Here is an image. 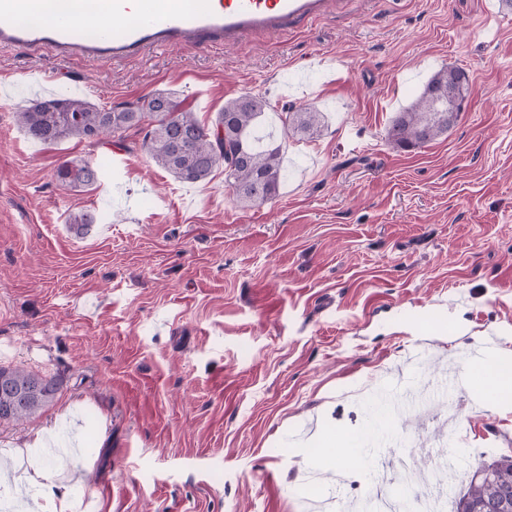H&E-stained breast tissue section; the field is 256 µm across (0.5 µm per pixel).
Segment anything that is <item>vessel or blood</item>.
I'll return each instance as SVG.
<instances>
[{
	"label": "vessel or blood",
	"instance_id": "1",
	"mask_svg": "<svg viewBox=\"0 0 512 512\" xmlns=\"http://www.w3.org/2000/svg\"><path fill=\"white\" fill-rule=\"evenodd\" d=\"M23 2L0 0V47L114 63L154 47L190 43L206 50L243 44L258 34H281L320 17L331 0H106L122 33L113 35L111 26H104L90 42L75 34L81 0H70L63 20L44 27L18 22Z\"/></svg>",
	"mask_w": 512,
	"mask_h": 512
}]
</instances>
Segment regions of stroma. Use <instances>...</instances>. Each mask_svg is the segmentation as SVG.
<instances>
[{"mask_svg":"<svg viewBox=\"0 0 512 512\" xmlns=\"http://www.w3.org/2000/svg\"><path fill=\"white\" fill-rule=\"evenodd\" d=\"M470 76L448 133L414 151L386 132L441 66ZM0 366L55 378L32 417L0 423V512H33L24 448L72 512H350L378 452L426 465L444 512L473 467L512 456V409L448 386L336 483L311 467L328 424L358 435L359 389L406 360L462 374L479 341L512 354V12L499 0H344L297 32L111 63L0 48ZM171 92L212 125L245 92L312 107L324 127L283 139L277 195L239 206L223 168L184 184L137 130L43 144L13 112L44 95L99 107ZM99 162L85 189L66 160ZM88 211L85 234L68 224ZM77 438L60 461L50 444ZM54 177L62 185L70 188H86L96 182L97 170L89 162L70 160L56 168Z\"/></svg>","mask_w":512,"mask_h":512,"instance_id":"obj_1","label":"stroma"}]
</instances>
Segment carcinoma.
Wrapping results in <instances>:
<instances>
[{"label":"carcinoma","instance_id":"obj_1","mask_svg":"<svg viewBox=\"0 0 512 512\" xmlns=\"http://www.w3.org/2000/svg\"><path fill=\"white\" fill-rule=\"evenodd\" d=\"M459 82L461 92L469 93L467 72L443 66L427 81L416 99L397 113L387 129L393 148L411 151L431 143L446 133L453 119V101L436 97L435 92L448 87V77ZM170 100L176 111L162 112L160 104ZM136 111L99 108L80 98L35 100L14 112L16 124L33 140L54 143L63 139L89 142L116 137L136 128L145 131L142 148L160 168L186 183L205 181L213 171L224 167V180L237 201L244 207L261 205L276 196L283 177L281 146L275 144L274 132L262 134L266 114L274 106L260 94L243 93L227 101L217 113L215 123L201 124L179 97L154 93L134 102ZM232 117L227 137L219 136L224 117ZM283 135L311 138L322 127V113L309 107L289 105L278 112ZM54 177L70 188H86L97 180V170L82 160L60 164ZM95 217L89 212L71 216V228L88 232ZM5 377L22 385L34 386L31 399L21 408L8 413V396L0 393V422L30 417L50 402L57 392L53 379L20 368L0 367ZM368 428L358 438L363 445L375 440L386 428L388 404L383 397L365 406ZM512 486V456H503L478 466L470 475L468 489L459 495L456 512H495L502 503L506 486Z\"/></svg>","mask_w":512,"mask_h":512}]
</instances>
